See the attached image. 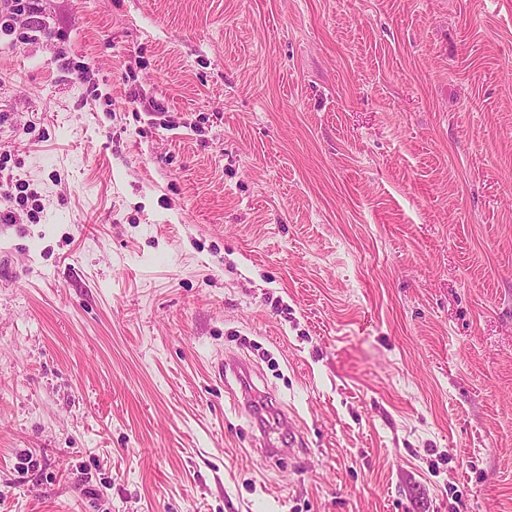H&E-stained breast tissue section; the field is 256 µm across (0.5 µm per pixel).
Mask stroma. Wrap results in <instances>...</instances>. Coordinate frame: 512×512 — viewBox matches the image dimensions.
Returning <instances> with one entry per match:
<instances>
[{
  "mask_svg": "<svg viewBox=\"0 0 512 512\" xmlns=\"http://www.w3.org/2000/svg\"><path fill=\"white\" fill-rule=\"evenodd\" d=\"M4 182L0 512H512V0H40ZM239 368L241 381V398L237 399L238 406L248 412L260 427L266 452L275 456L279 452L276 438L272 437L275 431L287 421V415L281 407H277L272 400L265 399L266 394L258 391L249 381V370L241 363H234Z\"/></svg>",
  "mask_w": 512,
  "mask_h": 512,
  "instance_id": "obj_1",
  "label": "stroma"
}]
</instances>
